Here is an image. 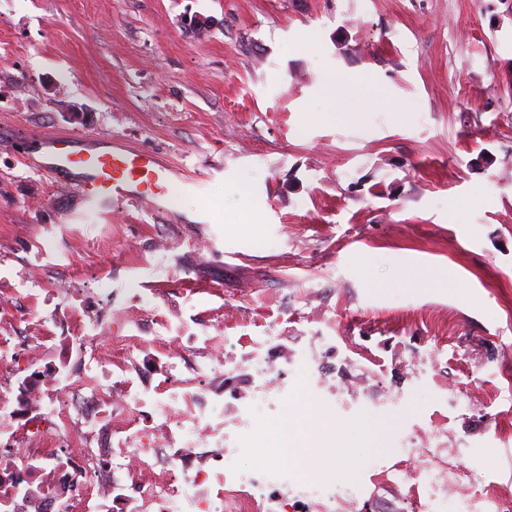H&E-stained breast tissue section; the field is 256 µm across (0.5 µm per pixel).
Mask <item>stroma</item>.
Here are the masks:
<instances>
[{
    "label": "stroma",
    "instance_id": "1",
    "mask_svg": "<svg viewBox=\"0 0 512 512\" xmlns=\"http://www.w3.org/2000/svg\"><path fill=\"white\" fill-rule=\"evenodd\" d=\"M38 132L152 149L208 196L70 218L11 147ZM207 202L213 223H176ZM253 202L252 238L232 221ZM62 286L85 300L69 327L109 303L156 335L147 385L160 316L223 337L237 368L212 392L249 410L224 466L277 472L299 512L329 483L343 512H422L398 466L445 474L441 512H512V0H0V336L41 335ZM260 340L310 359L287 394L261 390ZM296 395L339 430L393 423L387 450L339 479L262 463L249 444Z\"/></svg>",
    "mask_w": 512,
    "mask_h": 512
}]
</instances>
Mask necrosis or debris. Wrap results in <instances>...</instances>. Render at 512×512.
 Listing matches in <instances>:
<instances>
[{"label":"necrosis or debris","instance_id":"necrosis-or-debris-1","mask_svg":"<svg viewBox=\"0 0 512 512\" xmlns=\"http://www.w3.org/2000/svg\"><path fill=\"white\" fill-rule=\"evenodd\" d=\"M106 330L0 336V512H244L254 499L289 512L273 473L224 468V414L206 403L228 367L223 337H202V361L169 337L168 376L151 389L112 379L113 354L135 360L151 339Z\"/></svg>","mask_w":512,"mask_h":512}]
</instances>
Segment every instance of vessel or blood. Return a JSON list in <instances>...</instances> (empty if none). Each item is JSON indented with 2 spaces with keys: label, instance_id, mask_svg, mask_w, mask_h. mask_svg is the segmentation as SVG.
<instances>
[{
  "label": "vessel or blood",
  "instance_id": "1",
  "mask_svg": "<svg viewBox=\"0 0 512 512\" xmlns=\"http://www.w3.org/2000/svg\"><path fill=\"white\" fill-rule=\"evenodd\" d=\"M19 152L27 164L74 193L78 217H106L116 205L153 203L177 185L199 197L205 194L203 184L186 178L156 152L114 138L36 133L24 138Z\"/></svg>",
  "mask_w": 512,
  "mask_h": 512
}]
</instances>
